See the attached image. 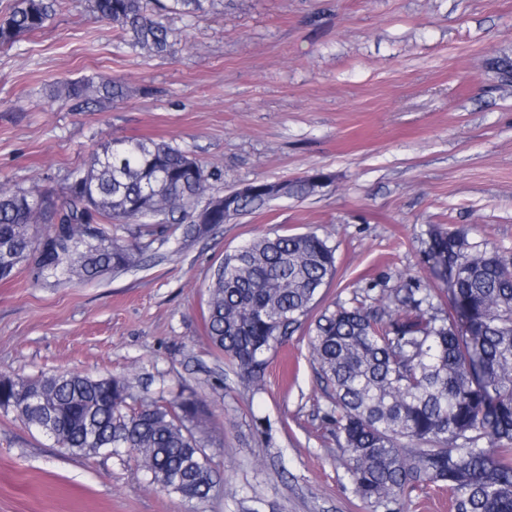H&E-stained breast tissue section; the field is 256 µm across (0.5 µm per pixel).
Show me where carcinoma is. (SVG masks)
I'll return each mask as SVG.
<instances>
[{"mask_svg":"<svg viewBox=\"0 0 512 512\" xmlns=\"http://www.w3.org/2000/svg\"><path fill=\"white\" fill-rule=\"evenodd\" d=\"M206 2L91 0V11L137 53L170 55L177 38L167 13L195 16ZM61 3L15 0L0 20V47L43 29ZM126 95L108 77L62 81L52 92L77 104ZM215 176L165 141L127 138L91 153L57 198L0 187V280L25 263L34 285L59 275L92 281L136 267L142 239L171 224L206 236L226 222L224 197L197 207ZM265 184L253 182L259 192L242 199V212L267 204ZM129 223L132 238L112 232ZM335 253L308 232L261 236L225 254L208 288L205 332L242 379L259 381L265 355L309 319L336 273ZM424 258L429 282L394 289L380 308L357 293L309 324L311 361L331 399L322 422L355 494L384 512H402L407 494L427 488L448 494L452 512H512V258L434 227ZM0 409L71 453L124 448L162 490L207 497L197 429L208 407L193 392L160 402L135 398L119 377L1 374Z\"/></svg>","mask_w":512,"mask_h":512,"instance_id":"cac0c4a2","label":"carcinoma"}]
</instances>
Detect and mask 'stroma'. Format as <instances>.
<instances>
[{
  "mask_svg": "<svg viewBox=\"0 0 512 512\" xmlns=\"http://www.w3.org/2000/svg\"><path fill=\"white\" fill-rule=\"evenodd\" d=\"M174 55L131 51L63 0L43 30L0 49V186L61 192L114 138H153L217 173L218 196L256 180L326 181L201 238L171 225L133 269L35 287L0 282V374L120 377L138 397L198 393L214 487L153 485L126 452L75 455L0 409V512H382L360 500L321 417L330 401L298 330L249 384L205 335L225 253L275 233L336 248L325 308L427 281L430 226L512 257V0H213L168 15ZM110 77L124 99L79 109L57 82Z\"/></svg>",
  "mask_w": 512,
  "mask_h": 512,
  "instance_id": "1",
  "label": "stroma"
}]
</instances>
